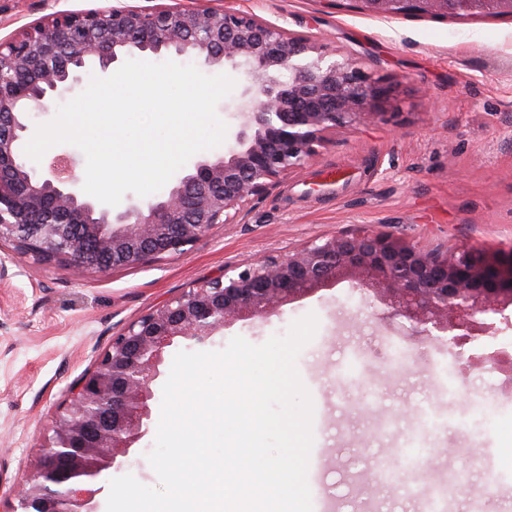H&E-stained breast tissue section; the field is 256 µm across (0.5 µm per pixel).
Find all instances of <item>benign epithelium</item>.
<instances>
[{"mask_svg": "<svg viewBox=\"0 0 512 512\" xmlns=\"http://www.w3.org/2000/svg\"><path fill=\"white\" fill-rule=\"evenodd\" d=\"M355 2L386 17H446L457 3L512 9V0ZM135 50L174 52L210 67L228 62L248 86L224 154L197 161L146 209L114 215L76 191L69 155L54 154L39 175L21 160L20 143L48 93L72 89L80 67L92 62L107 74ZM385 100V87L354 55L334 58L313 37L230 6H111L49 16L0 40V242L80 273L185 256L214 225L240 223L250 200L300 170L325 131L384 116ZM347 280L371 293L381 319L418 346L444 345L465 359V369L489 365L512 374L511 352L464 355L466 345L495 335L496 319L512 310V256L448 255L367 228L319 238L226 270L130 322L70 387L38 466L19 493L0 492V512H99L106 474L149 431L166 348L178 338L202 344L237 321L265 318Z\"/></svg>", "mask_w": 512, "mask_h": 512, "instance_id": "benign-epithelium-1", "label": "benign epithelium"}]
</instances>
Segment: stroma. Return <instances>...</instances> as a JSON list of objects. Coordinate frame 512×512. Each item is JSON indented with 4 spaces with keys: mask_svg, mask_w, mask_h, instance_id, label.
I'll return each instance as SVG.
<instances>
[{
    "mask_svg": "<svg viewBox=\"0 0 512 512\" xmlns=\"http://www.w3.org/2000/svg\"><path fill=\"white\" fill-rule=\"evenodd\" d=\"M232 7L287 32L313 36L331 52H351L387 86L385 120L328 132L305 166L253 198L239 224H218L188 256L75 277L0 244V484L22 482L38 464L54 414L72 383L93 369L133 320L228 267L285 254L311 241L362 227L427 248L512 254V15L398 16L350 9L349 0H111L112 5ZM88 0H0V39ZM314 338L297 359L313 404L314 444L307 479L324 488L331 512H421L419 496L365 480L370 457L398 455L424 411L439 432L420 445L434 480L465 471L448 512H467L473 487L492 482L490 512H512V468L501 463L512 433V385L493 369L457 374L435 347L390 359L404 345L376 314L372 298L349 282L239 321L205 344L167 348L150 403L159 421L161 392L175 355L219 351L237 336L254 345L285 335L307 314ZM156 434L131 449L115 476L155 487L147 460Z\"/></svg>",
    "mask_w": 512,
    "mask_h": 512,
    "instance_id": "stroma-1",
    "label": "stroma"
}]
</instances>
